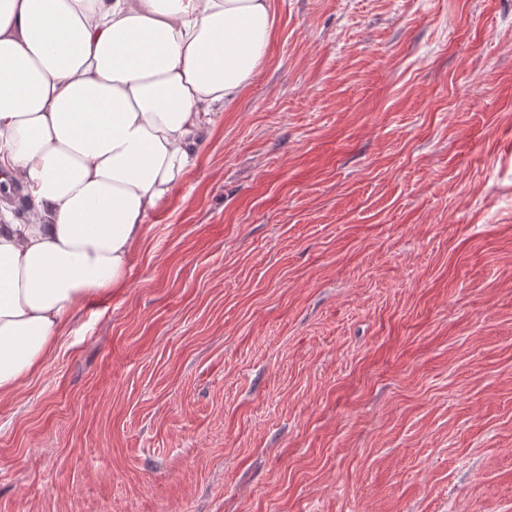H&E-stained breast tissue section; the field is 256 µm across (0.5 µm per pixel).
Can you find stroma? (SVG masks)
Masks as SVG:
<instances>
[{"instance_id": "stroma-1", "label": "stroma", "mask_w": 512, "mask_h": 512, "mask_svg": "<svg viewBox=\"0 0 512 512\" xmlns=\"http://www.w3.org/2000/svg\"><path fill=\"white\" fill-rule=\"evenodd\" d=\"M199 166L0 395V512H512V0H273Z\"/></svg>"}]
</instances>
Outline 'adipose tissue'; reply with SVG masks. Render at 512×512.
<instances>
[{"mask_svg": "<svg viewBox=\"0 0 512 512\" xmlns=\"http://www.w3.org/2000/svg\"><path fill=\"white\" fill-rule=\"evenodd\" d=\"M272 0H0V393L126 279L146 220L268 56Z\"/></svg>", "mask_w": 512, "mask_h": 512, "instance_id": "adipose-tissue-1", "label": "adipose tissue"}]
</instances>
